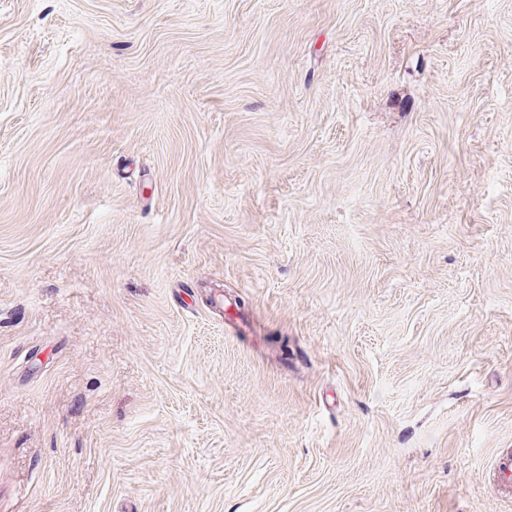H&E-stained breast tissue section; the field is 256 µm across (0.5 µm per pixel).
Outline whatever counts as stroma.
<instances>
[{
  "label": "stroma",
  "instance_id": "obj_1",
  "mask_svg": "<svg viewBox=\"0 0 512 512\" xmlns=\"http://www.w3.org/2000/svg\"><path fill=\"white\" fill-rule=\"evenodd\" d=\"M505 450L512 0H0V512H512Z\"/></svg>",
  "mask_w": 512,
  "mask_h": 512
}]
</instances>
